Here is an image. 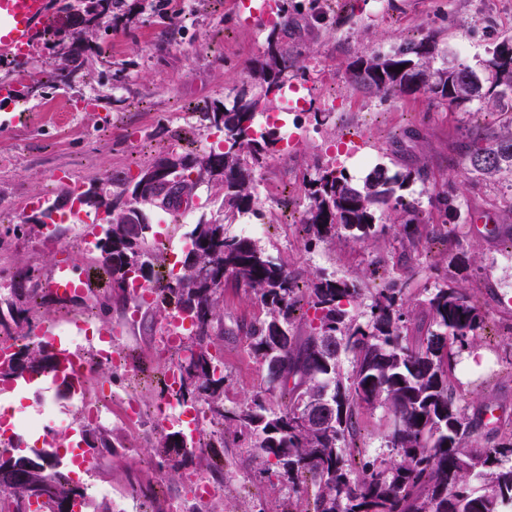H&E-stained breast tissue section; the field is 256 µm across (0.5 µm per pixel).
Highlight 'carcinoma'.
<instances>
[{"label":"carcinoma","instance_id":"obj_1","mask_svg":"<svg viewBox=\"0 0 512 512\" xmlns=\"http://www.w3.org/2000/svg\"><path fill=\"white\" fill-rule=\"evenodd\" d=\"M115 0H85L68 25L51 27L49 49L59 63L52 86L70 87L76 79V50L98 30H108ZM288 0L279 21L266 34V57L258 77L269 94L300 75L296 55L284 47ZM440 55L438 42H406L388 52L373 50L351 64L352 82L377 95L422 92L439 105L461 107L474 101L504 115L499 130L475 123L462 166L474 184L512 176V38L503 39L482 73ZM404 66L403 71L392 68ZM260 99L236 95L203 113V126L222 136L209 150L174 147L140 169L134 178H116L105 195L90 187L83 205L105 207L107 228L98 241L102 266L97 274L105 293L99 310L106 314L116 300L129 304L127 282L140 276L152 283L164 261L150 246L149 214L179 212L205 183L221 195L215 213L201 215L188 232L192 248L181 272L158 288L153 308L186 315L193 337L177 351V366L189 382H180L177 399L202 409L201 433L208 448L224 447L231 432L255 450L260 474L288 490L296 504L282 512H512V435L488 448L473 449L472 437L487 426L484 412L467 413L452 380L458 358L473 354L475 338L487 319L474 296L452 280L436 286L426 299L428 327L413 325L415 312L407 283L388 280L370 291L361 312L364 279L386 267L380 260L361 276L338 278L317 271L306 281L250 237L231 235L227 225L253 212L256 174L265 169L277 143L275 132L248 135ZM417 168L392 172L383 165L363 179L327 163L305 174L309 203L304 212L305 248L316 251L335 241L342 230L368 240L395 230L403 244L421 242L423 220L402 191L424 180ZM443 223L456 220L460 202L447 189L434 190ZM56 204L41 210L34 223L7 231L26 235L53 220ZM388 223H381L382 217ZM41 272L33 266L12 273L9 292L0 297V336H26L42 305ZM234 281L262 309L245 333L246 346L266 367L263 385L233 409L224 407V373L210 351L211 340L224 335V284ZM305 302L307 332L300 335L296 311ZM350 357L344 370L342 356ZM57 352L42 341L22 345L12 363L0 367V381L40 376L53 369ZM381 407L387 416L384 439L388 457L363 456L352 462L347 452L359 416ZM178 431H161L153 454L161 469L173 472L197 457ZM93 454L115 451L105 427L87 424ZM54 448L31 455L0 451V501L3 512H73L87 506L86 488L75 483ZM312 487L311 500L302 504Z\"/></svg>","mask_w":512,"mask_h":512}]
</instances>
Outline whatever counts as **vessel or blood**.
Masks as SVG:
<instances>
[{
    "mask_svg": "<svg viewBox=\"0 0 512 512\" xmlns=\"http://www.w3.org/2000/svg\"><path fill=\"white\" fill-rule=\"evenodd\" d=\"M64 0H0V58L23 60L38 46L49 24L59 14ZM88 280L67 261L52 270V292L61 299L81 292ZM59 363L49 372L51 383L70 385L76 382L78 370L74 350L58 351Z\"/></svg>",
    "mask_w": 512,
    "mask_h": 512,
    "instance_id": "vessel-or-blood-1",
    "label": "vessel or blood"
}]
</instances>
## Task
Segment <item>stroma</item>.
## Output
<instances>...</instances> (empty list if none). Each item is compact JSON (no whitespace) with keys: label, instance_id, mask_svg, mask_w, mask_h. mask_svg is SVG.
<instances>
[{"label":"stroma","instance_id":"stroma-1","mask_svg":"<svg viewBox=\"0 0 512 512\" xmlns=\"http://www.w3.org/2000/svg\"><path fill=\"white\" fill-rule=\"evenodd\" d=\"M322 20L306 11L293 13L283 38L304 72L307 104L294 117L298 142L287 148L277 142L269 165L260 173L277 205L258 244L290 271L306 277L324 271L350 277L376 259L396 258L395 276H412V293L424 312L430 269L457 281L474 294L487 314L476 345L480 363L462 359L455 386L468 413L497 408L512 422V219L500 210L507 192L501 181L472 185L460 161L469 140L464 128L469 115L435 104L423 94L384 98L357 90L351 64L363 51L388 50L405 42L435 38L454 61L470 67L489 58L503 38H512V0H323ZM122 22L98 33L97 48L73 86L34 100L0 98V114L15 121L0 127V218L18 224L38 215L37 201L46 197L60 208L67 183L81 188H108L111 179L136 176L140 168L165 151L179 134L191 133L186 120L196 106L222 101L228 90L248 94L260 90L257 70L265 55L264 25L250 24L234 0H171L167 20L139 10L136 0H123ZM177 41L164 43L166 25ZM123 71L114 87L111 75ZM328 112L327 125H316L314 113ZM366 154L391 171L423 168L427 178L405 192L421 211L424 248H403L393 234L366 241L342 235L319 252L304 248L299 218L307 198L303 173L315 164L335 163L354 178L364 177L355 154ZM446 185L466 210L459 223L435 219L432 189ZM76 225L56 224L51 230L0 239V274L22 265L49 272L69 259L87 263L75 246ZM260 315L257 304L234 284L224 288V326L231 334L214 340L212 353L224 361V404L239 405L262 385L265 369L244 343V330ZM103 327H120L128 371L112 382V399L135 395L154 403L164 360L158 351L168 325L160 314L128 317L121 307L97 315ZM58 399L66 421L58 439L80 426V413L56 385L42 382L33 389L0 384V400L29 415L38 414L43 397ZM386 415L378 408L359 418L355 443L373 456H387ZM116 453L95 459L81 481L88 485L89 506L120 499L132 488L152 490L160 505L183 498L191 477L221 484L223 492L208 502L209 512H282L288 493L272 489L255 476L252 452L228 445L214 465L192 461L179 472L159 471L151 460L153 432L118 431ZM111 489V496L97 492Z\"/></svg>","mask_w":512,"mask_h":512}]
</instances>
